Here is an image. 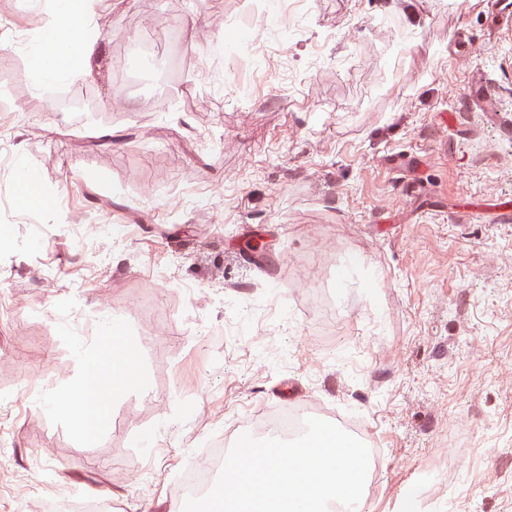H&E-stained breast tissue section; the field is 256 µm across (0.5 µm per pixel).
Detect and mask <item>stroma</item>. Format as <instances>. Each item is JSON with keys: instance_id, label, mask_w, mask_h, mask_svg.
<instances>
[{"instance_id": "1", "label": "stroma", "mask_w": 512, "mask_h": 512, "mask_svg": "<svg viewBox=\"0 0 512 512\" xmlns=\"http://www.w3.org/2000/svg\"><path fill=\"white\" fill-rule=\"evenodd\" d=\"M493 2L101 0L69 112L20 42L46 0H0V512L112 490L153 512L212 442L284 409L374 441L367 512H512ZM114 321L146 389L87 441L51 403Z\"/></svg>"}]
</instances>
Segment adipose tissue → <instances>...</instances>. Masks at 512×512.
<instances>
[{
  "instance_id": "adipose-tissue-1",
  "label": "adipose tissue",
  "mask_w": 512,
  "mask_h": 512,
  "mask_svg": "<svg viewBox=\"0 0 512 512\" xmlns=\"http://www.w3.org/2000/svg\"><path fill=\"white\" fill-rule=\"evenodd\" d=\"M88 0H56L52 18L41 28L34 47L37 89L45 93L56 77L76 79L91 71L101 52L98 40L87 39L83 31L88 22ZM140 356L130 344L107 343L83 359V376L66 394L53 403L55 411L74 416L85 439L95 437L102 418L117 396L144 387L139 370ZM108 370L109 389H101L99 375Z\"/></svg>"
}]
</instances>
